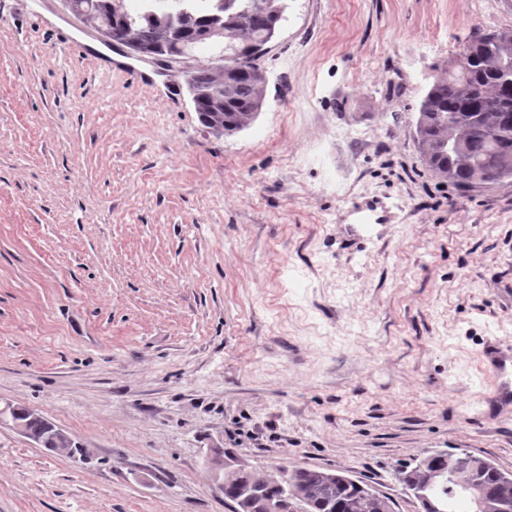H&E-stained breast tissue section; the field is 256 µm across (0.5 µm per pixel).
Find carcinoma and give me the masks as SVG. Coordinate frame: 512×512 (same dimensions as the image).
Segmentation results:
<instances>
[{"label":"carcinoma","instance_id":"1","mask_svg":"<svg viewBox=\"0 0 512 512\" xmlns=\"http://www.w3.org/2000/svg\"><path fill=\"white\" fill-rule=\"evenodd\" d=\"M73 13L108 34L114 44L133 49L138 57L175 59L223 31L227 58L197 62L185 76L201 124L217 137L247 128L261 112L266 90L261 58L277 35L286 5L283 0H65ZM483 37L467 46L465 76H438L423 97L415 138L424 164L437 177L457 188L470 189L512 179V127L493 130L482 119L495 99H512L500 80L495 59ZM27 438L64 456L70 449L58 444L50 424L33 414L19 417ZM454 482H448V454L436 453L401 472V481L424 489V512L447 507L461 512L471 505L468 492L481 490L485 512H512V473L468 452L453 454ZM294 491L288 493L269 476L239 469L224 479V498L235 512H259V502L282 501L284 512H391L388 498L379 508L371 487L355 482L343 470L293 468ZM254 487L249 501L243 488Z\"/></svg>","mask_w":512,"mask_h":512}]
</instances>
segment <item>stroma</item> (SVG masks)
<instances>
[{
  "label": "stroma",
  "mask_w": 512,
  "mask_h": 512,
  "mask_svg": "<svg viewBox=\"0 0 512 512\" xmlns=\"http://www.w3.org/2000/svg\"><path fill=\"white\" fill-rule=\"evenodd\" d=\"M510 28L512 0H287L261 112L217 137L176 76L99 68L63 0H0V402L93 452L0 426V512H234L216 446L393 512H423L399 472L428 455L512 472L478 358L512 342V179L457 190L413 136L434 78ZM18 420L24 424L26 437L35 441V444L39 442L47 450L66 457H68L71 450L78 452L79 448H65L63 445L58 444V441L54 438L50 424L44 420L43 416L31 414L28 416H20Z\"/></svg>",
  "instance_id": "1"
}]
</instances>
